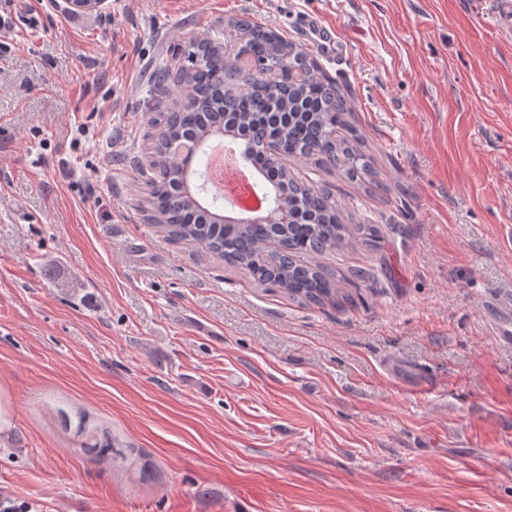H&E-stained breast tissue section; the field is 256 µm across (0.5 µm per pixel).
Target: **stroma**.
Here are the masks:
<instances>
[{"instance_id": "35a3bbf8", "label": "stroma", "mask_w": 512, "mask_h": 512, "mask_svg": "<svg viewBox=\"0 0 512 512\" xmlns=\"http://www.w3.org/2000/svg\"><path fill=\"white\" fill-rule=\"evenodd\" d=\"M315 14L326 56L297 29ZM0 56V495L33 512H512V35L483 0L36 7ZM247 18L313 55L373 182L290 160L378 247L303 304L152 221L158 64ZM369 269V282L351 273ZM124 462L97 455L101 443ZM484 317L496 342L501 346H512V300L486 301Z\"/></svg>"}]
</instances>
